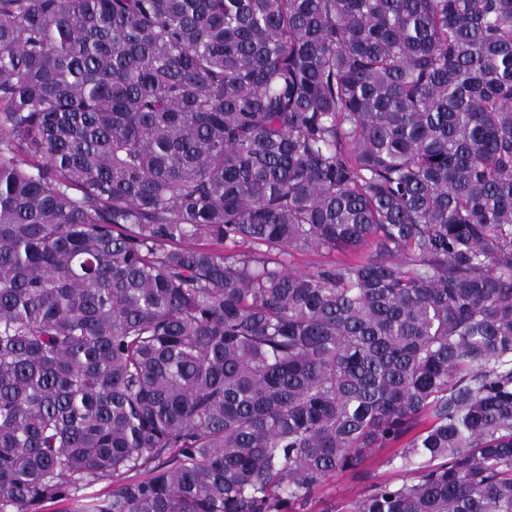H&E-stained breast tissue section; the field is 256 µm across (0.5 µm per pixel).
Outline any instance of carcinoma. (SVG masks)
Here are the masks:
<instances>
[{
  "label": "carcinoma",
  "instance_id": "1",
  "mask_svg": "<svg viewBox=\"0 0 512 512\" xmlns=\"http://www.w3.org/2000/svg\"><path fill=\"white\" fill-rule=\"evenodd\" d=\"M381 448L348 512H512V0H0V512Z\"/></svg>",
  "mask_w": 512,
  "mask_h": 512
}]
</instances>
